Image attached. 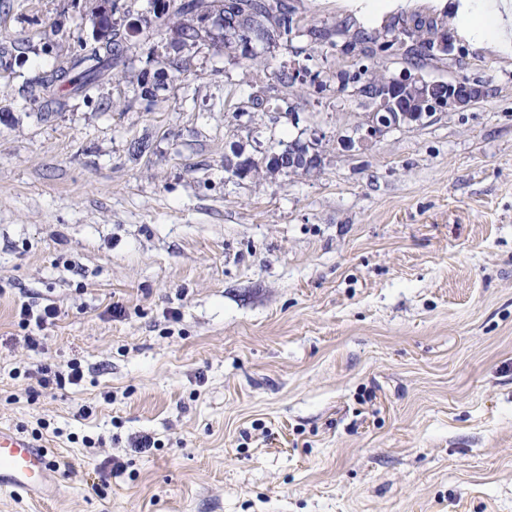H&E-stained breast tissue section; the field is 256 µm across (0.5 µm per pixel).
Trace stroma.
<instances>
[{
    "label": "stroma",
    "mask_w": 512,
    "mask_h": 512,
    "mask_svg": "<svg viewBox=\"0 0 512 512\" xmlns=\"http://www.w3.org/2000/svg\"><path fill=\"white\" fill-rule=\"evenodd\" d=\"M291 2L320 28L392 19ZM95 5L0 0V425L42 429L61 485L0 494V512H512V58L460 37L418 69L377 53L486 94L342 153L366 111L337 90L351 56L275 50L327 86L273 112L253 103L270 75L219 25L173 48L152 0L114 2L126 76L32 101L91 41ZM296 138L321 140L320 173L224 167ZM25 302L60 312L35 351ZM72 361L80 383L37 385V365Z\"/></svg>",
    "instance_id": "1"
}]
</instances>
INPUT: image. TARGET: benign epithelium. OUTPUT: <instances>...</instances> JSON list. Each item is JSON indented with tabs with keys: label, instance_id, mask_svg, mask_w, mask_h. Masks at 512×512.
Here are the masks:
<instances>
[{
	"label": "benign epithelium",
	"instance_id": "benign-epithelium-1",
	"mask_svg": "<svg viewBox=\"0 0 512 512\" xmlns=\"http://www.w3.org/2000/svg\"><path fill=\"white\" fill-rule=\"evenodd\" d=\"M396 90L401 92L403 102L397 111L391 112L390 97L377 96L378 106L365 116L357 126L354 135L340 137L336 144L343 151L350 152L364 149L387 133L402 127L418 126L430 122L436 116L434 112H422L420 106L426 97L436 95L434 103L445 111H459L483 98L485 87L467 79L444 81L425 79L404 72L395 78ZM278 159L276 173L280 174L300 166L315 174L321 171L323 153L315 148L309 153H302L293 147L288 150V165H283L281 154H275Z\"/></svg>",
	"mask_w": 512,
	"mask_h": 512
}]
</instances>
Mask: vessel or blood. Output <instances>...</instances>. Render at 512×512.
Masks as SVG:
<instances>
[{
  "label": "vessel or blood",
  "instance_id": "1",
  "mask_svg": "<svg viewBox=\"0 0 512 512\" xmlns=\"http://www.w3.org/2000/svg\"><path fill=\"white\" fill-rule=\"evenodd\" d=\"M55 486V467L44 449L20 432L0 426V492L47 498Z\"/></svg>",
  "mask_w": 512,
  "mask_h": 512
}]
</instances>
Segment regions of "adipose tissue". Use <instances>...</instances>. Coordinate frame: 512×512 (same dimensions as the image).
Returning <instances> with one entry per match:
<instances>
[{
  "label": "adipose tissue",
  "mask_w": 512,
  "mask_h": 512,
  "mask_svg": "<svg viewBox=\"0 0 512 512\" xmlns=\"http://www.w3.org/2000/svg\"><path fill=\"white\" fill-rule=\"evenodd\" d=\"M455 9L461 38L512 55V0H457Z\"/></svg>",
  "instance_id": "obj_1"
}]
</instances>
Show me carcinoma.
Wrapping results in <instances>:
<instances>
[{
  "label": "carcinoma",
  "instance_id": "carcinoma-1",
  "mask_svg": "<svg viewBox=\"0 0 512 512\" xmlns=\"http://www.w3.org/2000/svg\"><path fill=\"white\" fill-rule=\"evenodd\" d=\"M160 12L161 25L176 34V44L204 41L210 37L208 23L216 20L224 29V47L239 53L252 65H263L277 78L276 100L288 103V89L296 77L286 70L273 69L272 60L259 55L256 43L265 49L282 46L294 48V43L304 36H316L331 47L334 37H345L344 51L355 60L356 70L336 72L338 89L353 87L355 93L371 99V94L391 85L395 76L380 70L371 62L375 50L398 51L404 59L414 64H426L436 59L433 37L445 21L434 16L413 14L393 19L384 31L350 30L339 24L332 30L308 27L296 17L295 8L288 0H155ZM112 0H100L93 13L92 42L83 44L81 52L53 72L34 82L29 97L37 100L56 85H70L76 90L92 87L109 77L128 72L131 65L130 46L125 33L112 26ZM247 172L255 177L266 174L264 163L245 158L236 163L233 175Z\"/></svg>",
  "mask_w": 512,
  "mask_h": 512
}]
</instances>
